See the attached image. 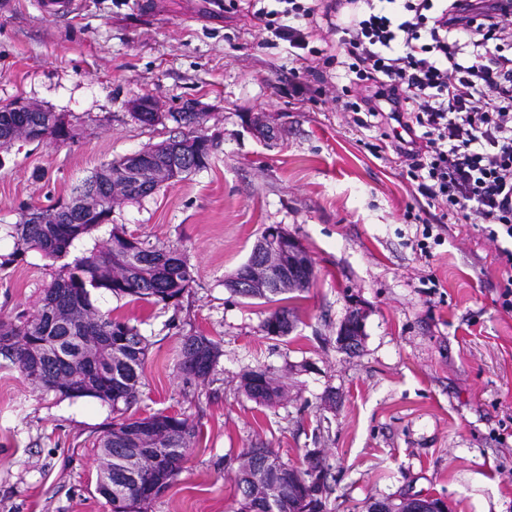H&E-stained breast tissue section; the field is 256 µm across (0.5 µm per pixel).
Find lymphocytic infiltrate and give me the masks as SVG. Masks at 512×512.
Here are the masks:
<instances>
[{
  "mask_svg": "<svg viewBox=\"0 0 512 512\" xmlns=\"http://www.w3.org/2000/svg\"><path fill=\"white\" fill-rule=\"evenodd\" d=\"M257 0L241 8L285 41L349 124L380 131L401 169L421 253L448 224L494 244L512 314V7L502 0ZM338 51L312 47L320 30Z\"/></svg>",
  "mask_w": 512,
  "mask_h": 512,
  "instance_id": "1",
  "label": "lymphocytic infiltrate"
}]
</instances>
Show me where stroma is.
<instances>
[{
	"mask_svg": "<svg viewBox=\"0 0 512 512\" xmlns=\"http://www.w3.org/2000/svg\"><path fill=\"white\" fill-rule=\"evenodd\" d=\"M42 2L0 0V102L27 99L75 135L0 149L1 255L26 208L69 200L101 164L185 134L171 119L185 103L203 114L196 133L218 143L207 169L117 204L111 223L74 246L101 245L118 224L180 249L193 271L175 306L95 296L100 313L129 319L149 344L129 416L176 414L197 433L177 480L143 512H237V462L251 448L299 469L318 451L324 512L416 496L448 512H512V438L498 439L512 428V314L498 303L493 244L452 224L421 255L403 219L407 182L368 150L377 132L347 125L319 95L290 97L287 42L244 13L216 17L205 0H77L51 16ZM146 96L161 122L134 118ZM251 114L279 138L260 139ZM270 224L315 267L287 302L299 321L283 337L263 328L273 304L225 286ZM60 267L37 251L0 267V322L33 313ZM357 306L364 336L345 353L337 332ZM198 334L222 350L205 381L178 368L183 338ZM256 368L284 387L276 405L244 392ZM112 418L99 400L43 393L0 357V512H112L96 492L97 437Z\"/></svg>",
	"mask_w": 512,
	"mask_h": 512,
	"instance_id": "obj_1",
	"label": "stroma"
}]
</instances>
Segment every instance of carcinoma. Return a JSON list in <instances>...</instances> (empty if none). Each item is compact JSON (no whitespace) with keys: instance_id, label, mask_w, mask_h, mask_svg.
Masks as SVG:
<instances>
[{"instance_id":"carcinoma-1","label":"carcinoma","mask_w":512,"mask_h":512,"mask_svg":"<svg viewBox=\"0 0 512 512\" xmlns=\"http://www.w3.org/2000/svg\"><path fill=\"white\" fill-rule=\"evenodd\" d=\"M74 128L63 121L51 126L44 112H1L0 137L14 141L43 133L55 139H70ZM197 135H183L167 140L171 148L170 163L177 168V180L208 168L218 143L214 140L201 143L197 149L186 151L184 144H193ZM131 159L123 157L102 165L92 178L77 191L82 195L92 189L107 198L105 209L88 217L61 202L63 211L58 213L56 222H40L34 218L37 208L24 211L17 224L9 226L7 235L14 239L13 251L3 256V265L19 263L30 250H37L53 259L70 256L74 242L91 234L95 229L111 221L112 206L120 200L139 202L154 194L166 179L144 173L141 183L123 184L122 171L129 170ZM139 250L137 265L123 264L127 240L118 231H112L107 245L83 252L63 264V274L44 289L40 307L32 316L17 324L6 325L0 333V356L15 364L28 379L40 383L47 392H53L61 399L93 398L108 404L112 412L121 415L118 421L104 430L99 439L102 458L109 460L108 479L112 481V499L129 512L143 504L139 495L147 483L153 489L152 498L161 496L174 482L182 470L187 451L195 437L193 427L186 419L176 415L156 413L148 416L155 421L156 438L147 443L143 457L151 458L156 452L169 456V470L163 476L143 468L137 470L140 485L126 476L130 449L137 447L138 436L130 428L141 422L139 418H126L124 413L137 400L138 386L144 373L148 344L137 327L121 317L101 315L96 309L92 293L105 291L117 298L130 297L134 301L154 304H176L194 281L193 272L183 255L176 249L159 246L145 239H136ZM303 272L297 270L293 281L280 288H241L239 281L230 280L228 286L245 299L275 301V297L302 292L310 283L302 282ZM278 322L280 335L285 336L294 329L297 316L293 310L282 306L269 314ZM91 336L95 341L96 353L92 356L96 372L86 369L76 361L64 373L65 390L60 386L46 385L43 379L59 377L48 353L56 347L71 344L68 337ZM182 373L193 379H206L214 370L221 356V349L212 339L199 334L186 336L181 348ZM247 395L262 405H271L280 397L281 389L269 373L259 370L257 377L243 379ZM265 472L266 480L261 495L271 500L278 510L302 512L306 499L316 501L321 512L322 501L318 486H309L301 477L309 472L327 475L325 466L315 453L308 454V465L299 470L283 463L278 454L268 448L266 455L256 457L248 450L240 458L236 470V484L241 494L238 512H246L254 505L259 494L255 493L249 476L254 471Z\"/></svg>"}]
</instances>
